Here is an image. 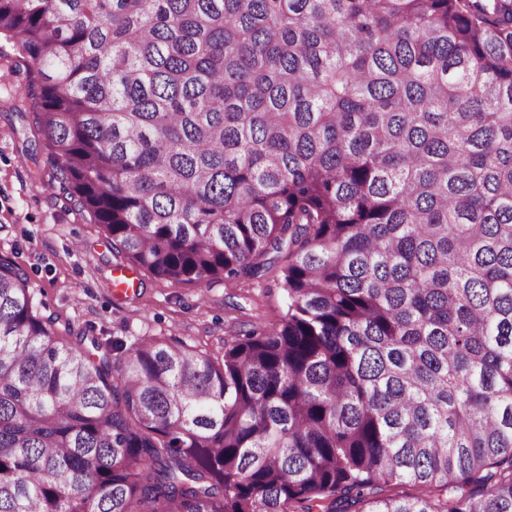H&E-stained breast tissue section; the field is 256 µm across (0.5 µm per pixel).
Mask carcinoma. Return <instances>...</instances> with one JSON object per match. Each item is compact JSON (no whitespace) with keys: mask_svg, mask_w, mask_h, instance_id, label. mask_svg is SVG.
<instances>
[{"mask_svg":"<svg viewBox=\"0 0 512 512\" xmlns=\"http://www.w3.org/2000/svg\"><path fill=\"white\" fill-rule=\"evenodd\" d=\"M2 38L112 252L287 255L219 356L93 354L0 256V512H512V0H0Z\"/></svg>","mask_w":512,"mask_h":512,"instance_id":"cac0c4a2","label":"carcinoma"}]
</instances>
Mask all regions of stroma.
Masks as SVG:
<instances>
[{
  "label": "stroma",
  "mask_w": 512,
  "mask_h": 512,
  "mask_svg": "<svg viewBox=\"0 0 512 512\" xmlns=\"http://www.w3.org/2000/svg\"><path fill=\"white\" fill-rule=\"evenodd\" d=\"M11 46L0 42V256L19 264L40 314L70 323L101 342L133 344L153 336L222 354L250 321L273 324L285 306L275 268L239 286L173 285L130 270L131 285L115 290L117 259L102 228L90 223L55 189L54 171L25 95L26 74L13 68Z\"/></svg>",
  "instance_id": "stroma-1"
}]
</instances>
